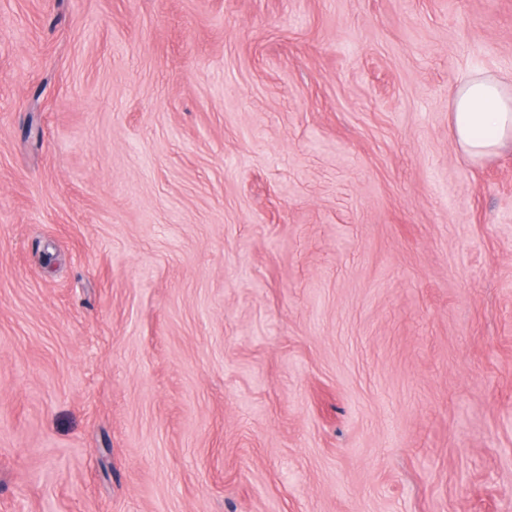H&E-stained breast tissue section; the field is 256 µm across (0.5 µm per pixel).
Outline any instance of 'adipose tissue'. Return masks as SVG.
<instances>
[{
  "label": "adipose tissue",
  "mask_w": 512,
  "mask_h": 512,
  "mask_svg": "<svg viewBox=\"0 0 512 512\" xmlns=\"http://www.w3.org/2000/svg\"><path fill=\"white\" fill-rule=\"evenodd\" d=\"M449 108L453 136L469 160L512 151V74L470 76L454 90Z\"/></svg>",
  "instance_id": "obj_1"
}]
</instances>
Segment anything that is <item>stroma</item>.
I'll list each match as a JSON object with an SVG mask.
<instances>
[{
  "instance_id": "stroma-1",
  "label": "stroma",
  "mask_w": 512,
  "mask_h": 512,
  "mask_svg": "<svg viewBox=\"0 0 512 512\" xmlns=\"http://www.w3.org/2000/svg\"><path fill=\"white\" fill-rule=\"evenodd\" d=\"M512 0H0V512H512ZM449 108L454 139L469 160L512 151V74L470 76L452 93Z\"/></svg>"
}]
</instances>
